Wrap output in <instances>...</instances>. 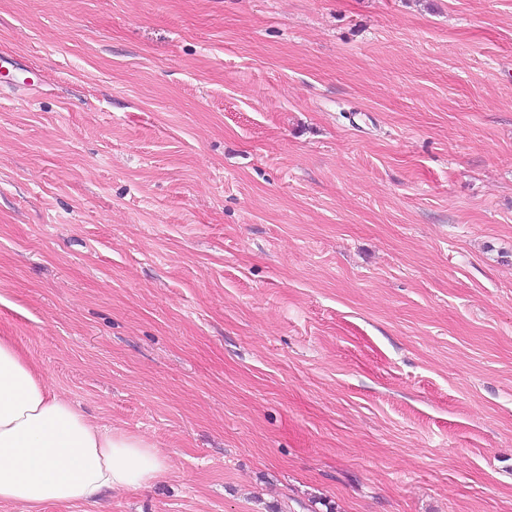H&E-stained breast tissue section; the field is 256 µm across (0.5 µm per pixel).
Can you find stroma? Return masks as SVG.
Returning <instances> with one entry per match:
<instances>
[{"instance_id":"stroma-1","label":"stroma","mask_w":512,"mask_h":512,"mask_svg":"<svg viewBox=\"0 0 512 512\" xmlns=\"http://www.w3.org/2000/svg\"><path fill=\"white\" fill-rule=\"evenodd\" d=\"M0 336L171 460L95 512H512V0H0Z\"/></svg>"}]
</instances>
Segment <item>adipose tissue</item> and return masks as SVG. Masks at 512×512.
Returning <instances> with one entry per match:
<instances>
[{
    "mask_svg": "<svg viewBox=\"0 0 512 512\" xmlns=\"http://www.w3.org/2000/svg\"><path fill=\"white\" fill-rule=\"evenodd\" d=\"M169 470L151 442L89 420L0 336V501L28 512L49 503L92 505Z\"/></svg>",
    "mask_w": 512,
    "mask_h": 512,
    "instance_id": "1",
    "label": "adipose tissue"
}]
</instances>
